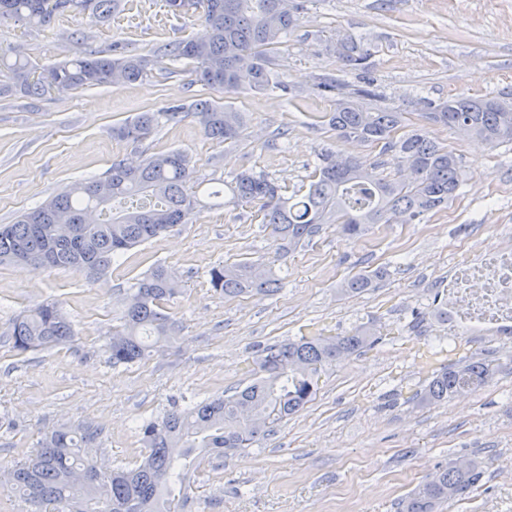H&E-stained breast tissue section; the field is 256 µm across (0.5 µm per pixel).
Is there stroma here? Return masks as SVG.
I'll return each instance as SVG.
<instances>
[{
  "label": "stroma",
  "mask_w": 512,
  "mask_h": 512,
  "mask_svg": "<svg viewBox=\"0 0 512 512\" xmlns=\"http://www.w3.org/2000/svg\"><path fill=\"white\" fill-rule=\"evenodd\" d=\"M88 36L103 55L120 47L149 58L143 79L121 87L77 89L32 98L0 97V224L70 183L99 177L118 160L181 150L192 159L201 194L222 189L246 168L276 179L286 195L302 194L321 153L353 154L390 176L378 149L337 142L318 121L330 101L315 85L337 73L347 85L372 83L379 106L406 112L428 137L452 150L462 185L448 208L410 224H373L348 238L324 225L291 252L261 224L252 206L197 207L190 223L136 246L97 284L70 270L0 265V468L24 461L54 429L91 428L90 449L112 467L141 463L139 430L171 402L201 401L252 379L255 345L324 332L372 327L377 345L319 373L315 398L275 425L253 447L211 456L191 477L185 512H398L403 499L437 468L481 461L484 476L468 497L443 512H512V334L470 331L434 314L449 269L474 249L512 242V143L492 146L425 123L423 100L512 94V0H308L299 28L273 56L274 70L300 91L223 95L192 82L186 63L162 59L171 42L205 37L197 18L168 12L164 0H125L109 21L85 13L50 27L0 24V51L16 49L38 66L72 55L61 35ZM341 33L372 41L363 70L337 71L330 51ZM227 101L244 118L237 146L209 140L194 116L161 123L145 140L113 138L112 128L178 101ZM247 259L272 266L277 294L224 298L209 283L218 263ZM161 264L183 288L167 307L182 327L175 343L136 364L112 367L105 351L134 278ZM386 268L373 288L342 294L340 283ZM61 303L76 336L55 348L17 352L9 321L46 300ZM474 356L496 372L468 398L419 404L427 372Z\"/></svg>",
  "instance_id": "stroma-1"
}]
</instances>
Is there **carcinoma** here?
Returning a JSON list of instances; mask_svg holds the SVG:
<instances>
[{"label":"carcinoma","instance_id":"1","mask_svg":"<svg viewBox=\"0 0 512 512\" xmlns=\"http://www.w3.org/2000/svg\"><path fill=\"white\" fill-rule=\"evenodd\" d=\"M174 15H195L210 30L206 40L184 39L164 48L172 62L189 61L192 81L233 94L295 89L273 69L270 52L288 42L299 27L306 0H165ZM122 0H0V24L13 21L46 27L56 17L86 11L108 18L121 11ZM345 70L364 68L372 55L367 40L341 35L333 48ZM149 60L138 55L110 57L80 51L38 71L28 58L13 50L0 52V96L30 97L64 94L77 89L121 86L141 79ZM317 87L333 109L326 124L336 138L380 147L397 168V177L382 178L353 155L341 164V152L320 155L306 194L287 197L263 171L244 170L211 192L222 205L254 204L261 223L271 228L280 246L295 249L316 236L324 224L336 223L355 236L369 224H410L420 216L448 206L461 184L456 155L417 130L407 129L403 113L375 104L372 84L350 88L335 76L319 78ZM204 135L234 145L243 134L241 113L210 101L192 105ZM181 107L167 112H141L112 129L120 140L149 137L161 120L177 118ZM422 118L432 125L454 129L496 145L512 142V97L457 96L438 104L424 103ZM195 170L182 151H167L130 165L115 161L103 177L75 181L58 195L23 212L12 224L0 225V264L74 270L90 283L107 275L112 261L125 251L148 242L179 224H187L200 204L188 192ZM136 196L142 203L112 218L103 215L113 204ZM51 251L46 263L41 256ZM382 272L354 275L340 291L358 294L372 287ZM210 285L226 298L250 293H274L279 280L272 268L250 261L215 266ZM179 292L174 274L156 265L129 287L120 324L107 343L112 365L141 362L177 339V328L162 301ZM19 352L69 342L75 331L61 306L43 302L13 320L9 332ZM377 342L367 326L345 336H302L269 344L256 351L254 378L231 395L182 406L173 404L140 430L149 449L135 468H113L94 482L83 472L98 457L86 445L95 430L78 435L66 428L52 432L40 448L9 469V490L32 501L31 512H182L188 498L189 473L211 455L227 456L250 448L278 422L303 410L317 393L320 369ZM494 368L481 360L451 365L433 376L416 395L425 405L455 396L464 388L484 385ZM475 459L460 467L453 462L436 471L402 501L400 512H438L449 501L472 493L482 480Z\"/></svg>","mask_w":512,"mask_h":512}]
</instances>
